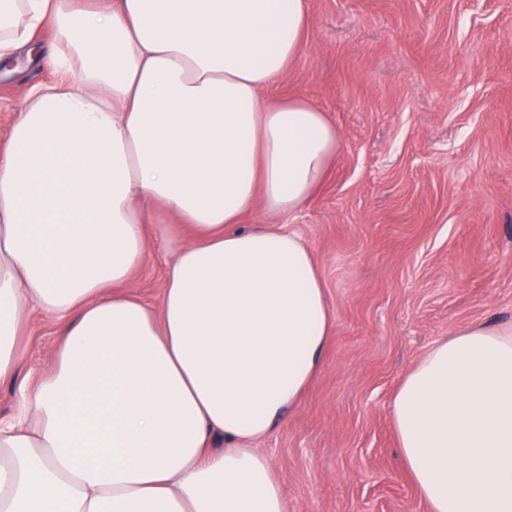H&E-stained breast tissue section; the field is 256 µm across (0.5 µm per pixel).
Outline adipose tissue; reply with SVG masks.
<instances>
[{
    "label": "adipose tissue",
    "instance_id": "obj_1",
    "mask_svg": "<svg viewBox=\"0 0 512 512\" xmlns=\"http://www.w3.org/2000/svg\"><path fill=\"white\" fill-rule=\"evenodd\" d=\"M51 27L0 147V382L32 308L56 363L0 424V512H288L255 443L318 373L334 317L296 233L340 148L325 113L264 90L307 0H0V60ZM174 214L160 306L115 292L146 258L143 202ZM390 417L429 512H512V326L439 341Z\"/></svg>",
    "mask_w": 512,
    "mask_h": 512
}]
</instances>
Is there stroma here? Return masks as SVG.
Segmentation results:
<instances>
[{"instance_id":"obj_1","label":"stroma","mask_w":512,"mask_h":512,"mask_svg":"<svg viewBox=\"0 0 512 512\" xmlns=\"http://www.w3.org/2000/svg\"><path fill=\"white\" fill-rule=\"evenodd\" d=\"M310 32L268 98L300 95L340 150L313 200L246 227L285 229L312 250L334 315L322 367L257 448L288 512H428L406 474L393 393L442 339L512 323V0H308ZM52 72L19 53L0 78V141ZM173 251L149 237L125 288L160 305ZM59 322L32 309L17 382L55 361Z\"/></svg>"}]
</instances>
